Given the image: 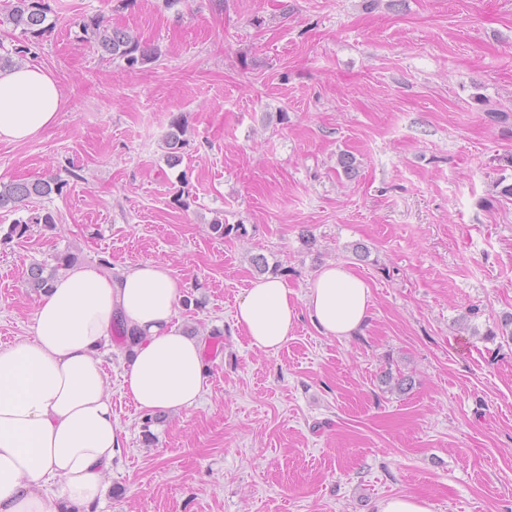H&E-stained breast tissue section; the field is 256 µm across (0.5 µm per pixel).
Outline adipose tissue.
Segmentation results:
<instances>
[{
    "mask_svg": "<svg viewBox=\"0 0 512 512\" xmlns=\"http://www.w3.org/2000/svg\"><path fill=\"white\" fill-rule=\"evenodd\" d=\"M62 103L51 72L0 71V141L52 126ZM182 284L160 261L118 275L67 267L42 294L30 333L0 347V512H99L112 472V398L103 368L117 326L137 340L123 389L145 415L193 407L206 388L202 344L175 323ZM367 283L341 264L323 267L302 303L327 336H353L371 306ZM275 276L251 280L234 320L251 348L277 353L298 313Z\"/></svg>",
    "mask_w": 512,
    "mask_h": 512,
    "instance_id": "1",
    "label": "adipose tissue"
}]
</instances>
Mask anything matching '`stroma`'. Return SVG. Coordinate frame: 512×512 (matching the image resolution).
Masks as SVG:
<instances>
[{"instance_id":"stroma-1","label":"stroma","mask_w":512,"mask_h":512,"mask_svg":"<svg viewBox=\"0 0 512 512\" xmlns=\"http://www.w3.org/2000/svg\"><path fill=\"white\" fill-rule=\"evenodd\" d=\"M32 66L55 123L0 141V183L68 177L65 196L0 211V338L27 335L32 263H166L176 321L205 345L201 401L152 422L109 377L119 448L100 512H512V0H48ZM101 18L149 46L128 66L83 41ZM187 123L176 164L171 116ZM355 156L345 177L340 153ZM51 224L13 225L33 212ZM223 218L229 235L213 233ZM369 254L357 259L355 244ZM298 320L277 354L234 326L259 272ZM343 264L370 287L347 339L312 323L309 278ZM404 374L396 393L387 375ZM376 512H432L431 503L414 495H400L379 501Z\"/></svg>"}]
</instances>
